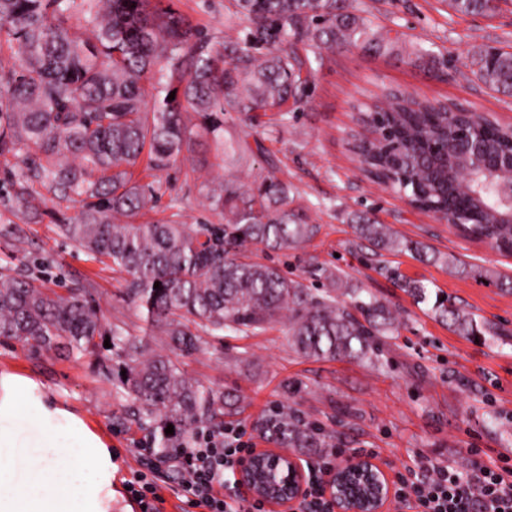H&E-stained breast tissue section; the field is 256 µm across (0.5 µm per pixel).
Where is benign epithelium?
Masks as SVG:
<instances>
[{
    "instance_id": "obj_1",
    "label": "benign epithelium",
    "mask_w": 512,
    "mask_h": 512,
    "mask_svg": "<svg viewBox=\"0 0 512 512\" xmlns=\"http://www.w3.org/2000/svg\"><path fill=\"white\" fill-rule=\"evenodd\" d=\"M480 167L491 180L505 168L512 171V155L493 161L483 157ZM237 482L278 512L303 497L307 475L301 462L287 451L266 448L244 457L237 468ZM324 484L334 512H385L395 494L389 474L368 454H352L337 462Z\"/></svg>"
}]
</instances>
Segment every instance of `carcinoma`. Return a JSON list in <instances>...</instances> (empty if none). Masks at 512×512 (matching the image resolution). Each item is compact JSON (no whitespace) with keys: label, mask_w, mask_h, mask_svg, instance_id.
Here are the masks:
<instances>
[{"label":"carcinoma","mask_w":512,"mask_h":512,"mask_svg":"<svg viewBox=\"0 0 512 512\" xmlns=\"http://www.w3.org/2000/svg\"><path fill=\"white\" fill-rule=\"evenodd\" d=\"M234 2L244 35L216 48L173 0H0V49L16 57L0 64V157L24 164L11 208L33 222L50 215L59 236L130 276L127 296L170 351L191 355L225 330L250 336L285 320L291 346L302 356L377 357L382 338L397 332L387 305L335 271H324L323 288L314 292L278 266L245 256L250 245L295 248L317 232L305 214L288 208V184L275 175L248 190L231 180L211 189L209 207L224 217L222 224L137 221L157 199L153 183L132 180V168L144 160L145 170H162L200 139L224 148V159H236L238 147L224 140V115L286 117L309 96L302 71L322 64L323 52L355 47L405 56L429 70L440 64L434 51H408L375 29L354 0ZM499 2L447 0L463 15L492 14ZM473 58L478 81L512 94V52L481 49ZM455 118L444 105L389 93L360 120L365 126L379 121L396 147L373 153L357 146L364 171L384 174L424 212H442L453 202L447 220L466 221V237L511 255L512 223H497L495 214L512 208L477 171L448 192L435 172L444 157L434 148L471 164L476 142L505 156L512 153V124L487 119L464 139ZM33 182L78 203L76 220L48 213L46 200L36 201L30 190ZM356 230L380 250L403 246L427 254L422 243H402L370 218H360ZM339 290L350 303L338 300ZM436 309L461 336L489 333L460 307L440 302ZM0 336L29 349L106 350L103 368L116 394L136 405L164 451L174 447L168 425L187 432L224 416L223 391L190 379L165 355H147L148 342L131 335L125 322L103 323L89 281L60 291L36 276L1 272ZM272 430L290 448L330 447L290 411H282Z\"/></svg>","instance_id":"cac0c4a2"}]
</instances>
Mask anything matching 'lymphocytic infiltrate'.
<instances>
[{
    "label": "lymphocytic infiltrate",
    "instance_id": "f902f5d3",
    "mask_svg": "<svg viewBox=\"0 0 512 512\" xmlns=\"http://www.w3.org/2000/svg\"><path fill=\"white\" fill-rule=\"evenodd\" d=\"M252 449L246 428L239 424L197 433L191 444L166 459L152 443H139L140 468L127 482L128 495L140 512H162L161 490L166 470L172 467L178 471L181 512H265L261 502L224 477ZM342 454V448L336 447L307 463V492L296 512H333L322 481ZM394 485L399 512H512V468L493 462L476 465L464 475L448 466L421 473L407 466L396 471Z\"/></svg>",
    "mask_w": 512,
    "mask_h": 512
}]
</instances>
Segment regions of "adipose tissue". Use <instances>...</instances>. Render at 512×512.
<instances>
[{
    "label": "adipose tissue",
    "mask_w": 512,
    "mask_h": 512,
    "mask_svg": "<svg viewBox=\"0 0 512 512\" xmlns=\"http://www.w3.org/2000/svg\"><path fill=\"white\" fill-rule=\"evenodd\" d=\"M117 471L80 414L34 379L0 372V512H112Z\"/></svg>",
    "instance_id": "obj_1"
}]
</instances>
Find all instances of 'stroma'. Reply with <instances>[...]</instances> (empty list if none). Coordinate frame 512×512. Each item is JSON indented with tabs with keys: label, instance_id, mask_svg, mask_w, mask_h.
<instances>
[{
	"label": "stroma",
	"instance_id": "obj_1",
	"mask_svg": "<svg viewBox=\"0 0 512 512\" xmlns=\"http://www.w3.org/2000/svg\"><path fill=\"white\" fill-rule=\"evenodd\" d=\"M358 3L390 36L440 53L445 67L429 72L355 48L325 53L311 73L306 103L287 118L275 112L225 116V138L261 144L262 152L251 149L245 167L228 168L212 142H200L196 156L205 168L184 160L158 172V202L150 216L221 223L208 205L209 188L227 179L247 188L258 176L275 172L291 188V208L306 213L318 232L301 248L271 251L257 245L250 257L279 265L311 288L322 285L317 269L340 270L390 307L398 331L387 338L379 359L324 360L296 354L284 324L274 323L253 336L225 334L181 363L193 380L239 397L238 412L224 421L245 425L260 448L278 447L266 423L273 408L287 406L321 428L330 443L377 449L382 464L449 465L463 473L478 460L512 466V256L463 238L411 207L370 178L354 150L363 131L360 111L392 91L512 123V96L487 88L470 67L474 50L512 48V0H502L489 16L455 13L445 0ZM175 5L213 44L242 33V24L232 18L233 0H176ZM19 172L16 161L0 162V272L37 276L56 289L91 279L103 320L124 318L131 333H138L141 320L123 292L124 274L90 261L56 234L50 220L32 224L6 206ZM362 212L401 241L430 247L431 257L406 249L373 254L371 244L355 233L353 219ZM452 256L459 267L449 266ZM397 273L426 284L429 301L417 302L400 288L393 280ZM438 299L465 307L495 327L496 336L477 341L449 330L435 311ZM100 361L94 353L31 352L0 338V370L33 378L110 442L119 465L114 512H139L125 482L139 467L136 442L153 435L138 421L132 401L115 398Z\"/></svg>",
	"mask_w": 512,
	"mask_h": 512
}]
</instances>
